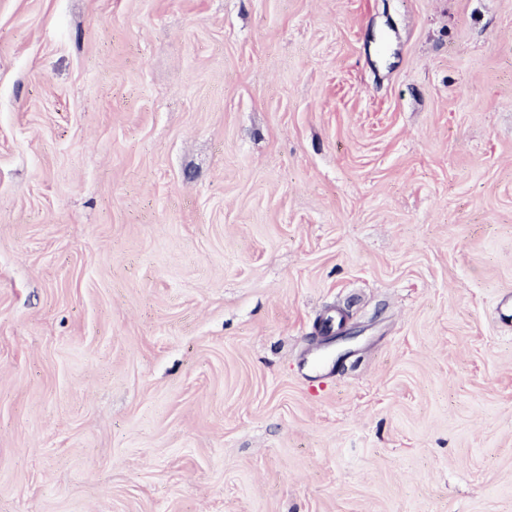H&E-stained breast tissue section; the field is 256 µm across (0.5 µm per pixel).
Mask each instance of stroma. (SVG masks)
<instances>
[{"label": "stroma", "mask_w": 512, "mask_h": 512, "mask_svg": "<svg viewBox=\"0 0 512 512\" xmlns=\"http://www.w3.org/2000/svg\"><path fill=\"white\" fill-rule=\"evenodd\" d=\"M512 0H0V512H512Z\"/></svg>", "instance_id": "35a3bbf8"}]
</instances>
